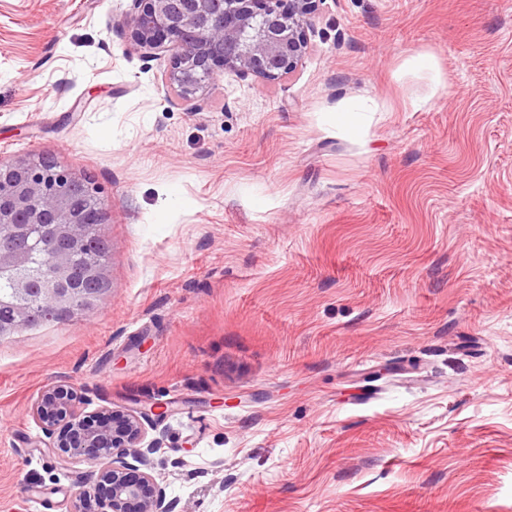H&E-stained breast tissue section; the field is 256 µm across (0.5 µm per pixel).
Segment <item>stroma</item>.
Here are the masks:
<instances>
[{"mask_svg":"<svg viewBox=\"0 0 512 512\" xmlns=\"http://www.w3.org/2000/svg\"><path fill=\"white\" fill-rule=\"evenodd\" d=\"M131 8L0 0V161L112 242L92 314L0 343V512L94 480L31 413L64 380L149 413L175 512H512V0H320L294 72L188 102Z\"/></svg>","mask_w":512,"mask_h":512,"instance_id":"1","label":"stroma"}]
</instances>
